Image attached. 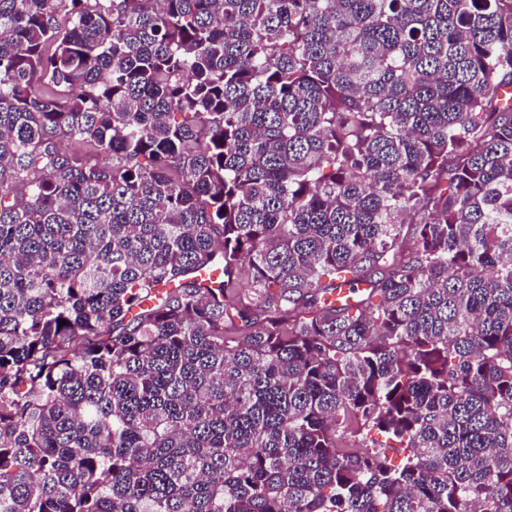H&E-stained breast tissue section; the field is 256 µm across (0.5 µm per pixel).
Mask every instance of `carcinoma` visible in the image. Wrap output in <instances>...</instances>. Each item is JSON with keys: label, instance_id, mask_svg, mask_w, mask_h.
<instances>
[{"label": "carcinoma", "instance_id": "obj_1", "mask_svg": "<svg viewBox=\"0 0 512 512\" xmlns=\"http://www.w3.org/2000/svg\"><path fill=\"white\" fill-rule=\"evenodd\" d=\"M508 86L512 0H0V512H512Z\"/></svg>", "mask_w": 512, "mask_h": 512}]
</instances>
